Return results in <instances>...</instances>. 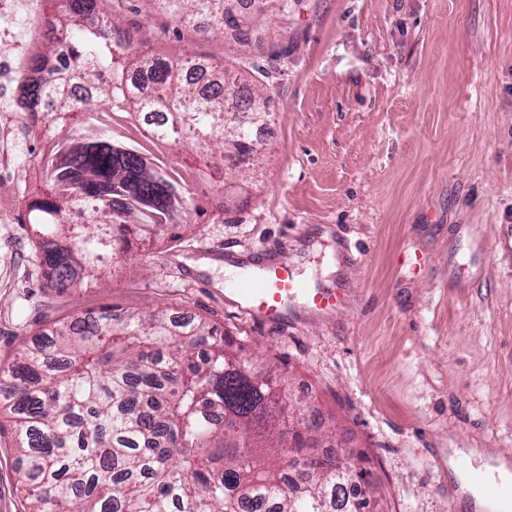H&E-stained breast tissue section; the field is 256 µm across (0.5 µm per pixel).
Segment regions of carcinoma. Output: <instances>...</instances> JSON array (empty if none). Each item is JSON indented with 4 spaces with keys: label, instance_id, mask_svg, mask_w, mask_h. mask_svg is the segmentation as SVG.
<instances>
[{
    "label": "carcinoma",
    "instance_id": "1",
    "mask_svg": "<svg viewBox=\"0 0 512 512\" xmlns=\"http://www.w3.org/2000/svg\"><path fill=\"white\" fill-rule=\"evenodd\" d=\"M103 0H62L48 21L67 37L30 59L21 89L26 112H44L63 133L40 160L50 195L28 205L27 219L46 268L47 287L67 291L98 278L114 255L117 232L134 225L183 227L200 212L197 184L224 173L227 155L262 152L244 126L224 137L225 114L244 112L261 90L240 85L264 76L249 59L216 70L201 89L186 66L134 51L141 26L124 27ZM147 12L185 26L240 34L274 9L288 21L294 0H143ZM60 62L56 67L51 60ZM156 76L162 93L142 96L133 78ZM86 88L82 96L75 89ZM163 125L145 135V116ZM188 147L194 170L171 164ZM233 339L197 319L177 325L164 313L114 314L92 326L54 325L0 373L9 395L18 485L29 512H336L346 484L358 485L364 456L321 451L323 435L302 436L275 372L255 374ZM309 460L287 466L282 449Z\"/></svg>",
    "mask_w": 512,
    "mask_h": 512
}]
</instances>
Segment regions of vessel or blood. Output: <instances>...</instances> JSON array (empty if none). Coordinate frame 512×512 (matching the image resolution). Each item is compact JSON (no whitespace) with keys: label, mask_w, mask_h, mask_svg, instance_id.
Here are the masks:
<instances>
[{"label":"vessel or blood","mask_w":512,"mask_h":512,"mask_svg":"<svg viewBox=\"0 0 512 512\" xmlns=\"http://www.w3.org/2000/svg\"><path fill=\"white\" fill-rule=\"evenodd\" d=\"M252 264L259 269V276L238 279L227 291L237 297V307L242 313L265 324L286 323L299 300L324 315L333 314L342 302L339 290L311 288L300 281L288 260L259 253L253 256Z\"/></svg>","instance_id":"b4317fda"}]
</instances>
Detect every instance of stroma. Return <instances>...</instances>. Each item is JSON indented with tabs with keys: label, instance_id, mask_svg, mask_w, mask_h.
<instances>
[{
	"label": "stroma",
	"instance_id": "35a3bbf8",
	"mask_svg": "<svg viewBox=\"0 0 512 512\" xmlns=\"http://www.w3.org/2000/svg\"><path fill=\"white\" fill-rule=\"evenodd\" d=\"M123 0L144 48L232 64L234 31L209 39ZM59 0H0V371L48 324L101 309L185 312L243 346L258 369L304 388L337 450L366 454L375 512H448L452 448L512 452V0H299L251 34L284 41L270 73L264 162L246 206L202 188L193 227L138 238L98 280L47 287L29 202L58 129L19 88ZM272 249L318 287L344 288L334 315L251 320L224 294V256ZM337 270L328 273L329 260ZM0 432V512H28Z\"/></svg>",
	"mask_w": 512,
	"mask_h": 512
}]
</instances>
